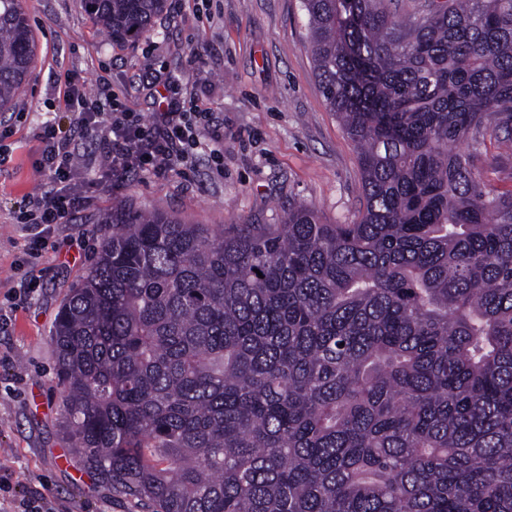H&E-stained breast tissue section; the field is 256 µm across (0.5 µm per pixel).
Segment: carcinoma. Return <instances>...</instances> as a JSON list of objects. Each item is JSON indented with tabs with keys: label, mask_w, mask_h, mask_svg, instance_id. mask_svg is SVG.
Here are the masks:
<instances>
[{
	"label": "carcinoma",
	"mask_w": 512,
	"mask_h": 512,
	"mask_svg": "<svg viewBox=\"0 0 512 512\" xmlns=\"http://www.w3.org/2000/svg\"><path fill=\"white\" fill-rule=\"evenodd\" d=\"M166 3L82 0L118 45ZM301 6L363 209H112L50 336L73 452L137 512H512V0ZM37 59L0 0V112ZM481 151L482 155L476 161V171L484 183L499 191L512 190V157H498L495 142L489 138Z\"/></svg>",
	"instance_id": "cac0c4a2"
}]
</instances>
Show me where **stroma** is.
I'll return each instance as SVG.
<instances>
[{
	"label": "stroma",
	"mask_w": 512,
	"mask_h": 512,
	"mask_svg": "<svg viewBox=\"0 0 512 512\" xmlns=\"http://www.w3.org/2000/svg\"><path fill=\"white\" fill-rule=\"evenodd\" d=\"M22 5L38 64L15 108L0 112V312L8 316L0 323V465L12 471L14 491L40 494L49 512H133L70 449L49 341L61 305L112 233L103 216L131 203L191 224H276L302 203L327 223L349 224L363 207L357 152L322 96L300 0H168L153 31L125 46L97 29L81 0ZM67 72L91 92L107 78L145 115L152 100L135 77L180 76L224 125V172L213 173L206 158L108 189L94 182L108 158L83 141L75 182L92 203L52 226L40 255L29 258L30 231L14 213L44 190L35 168L41 122L69 126L57 82ZM476 171L487 186L512 190V157H499L493 141Z\"/></svg>",
	"instance_id": "1"
}]
</instances>
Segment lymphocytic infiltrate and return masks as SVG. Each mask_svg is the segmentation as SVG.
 <instances>
[{
  "mask_svg": "<svg viewBox=\"0 0 512 512\" xmlns=\"http://www.w3.org/2000/svg\"><path fill=\"white\" fill-rule=\"evenodd\" d=\"M69 130L45 121L40 132L44 149L37 171L48 185L44 194L25 198L16 221L31 229L66 223L72 214L89 205L90 199L73 185L79 156L76 136L94 137L111 159L98 184L109 187L126 176H152L182 167H196L200 148L210 157L224 155V126L203 108L194 93H180L174 79H154L149 115L129 111L108 83L97 95L87 93L78 80L68 78L60 85Z\"/></svg>",
  "mask_w": 512,
  "mask_h": 512,
  "instance_id": "lymphocytic-infiltrate-1",
  "label": "lymphocytic infiltrate"
}]
</instances>
